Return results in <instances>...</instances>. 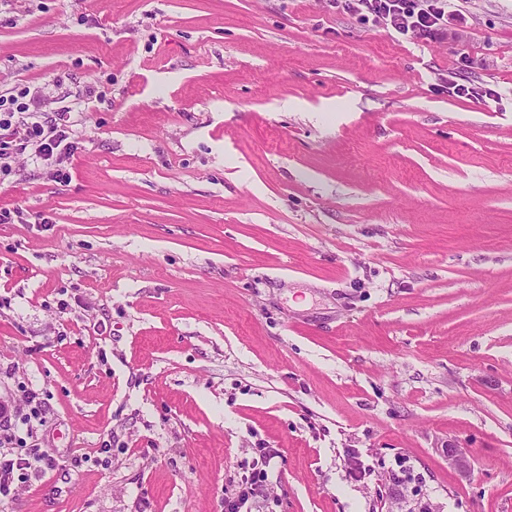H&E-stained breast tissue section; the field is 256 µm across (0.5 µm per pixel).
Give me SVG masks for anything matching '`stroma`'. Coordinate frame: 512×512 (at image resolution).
Returning a JSON list of instances; mask_svg holds the SVG:
<instances>
[{"label":"stroma","instance_id":"obj_1","mask_svg":"<svg viewBox=\"0 0 512 512\" xmlns=\"http://www.w3.org/2000/svg\"><path fill=\"white\" fill-rule=\"evenodd\" d=\"M24 90L76 148L0 172V401L21 449L39 394L55 461L8 512H220L263 448L252 512H512V0L407 39L334 0H0Z\"/></svg>","mask_w":512,"mask_h":512}]
</instances>
